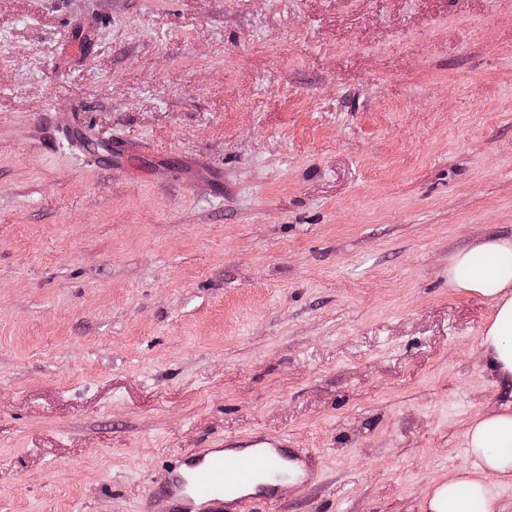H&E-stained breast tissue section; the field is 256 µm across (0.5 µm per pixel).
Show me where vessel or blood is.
Returning a JSON list of instances; mask_svg holds the SVG:
<instances>
[{
  "label": "vessel or blood",
  "instance_id": "obj_1",
  "mask_svg": "<svg viewBox=\"0 0 512 512\" xmlns=\"http://www.w3.org/2000/svg\"><path fill=\"white\" fill-rule=\"evenodd\" d=\"M313 479L307 454L291 448L287 437L250 433L172 458L156 488L172 512H253Z\"/></svg>",
  "mask_w": 512,
  "mask_h": 512
}]
</instances>
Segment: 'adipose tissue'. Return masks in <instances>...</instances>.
<instances>
[{"mask_svg": "<svg viewBox=\"0 0 512 512\" xmlns=\"http://www.w3.org/2000/svg\"><path fill=\"white\" fill-rule=\"evenodd\" d=\"M449 283L491 300L494 314L481 338L483 356L512 378V240L487 239L453 257ZM472 460L429 495L426 512H497L496 480L512 481V405L477 417L467 431Z\"/></svg>", "mask_w": 512, "mask_h": 512, "instance_id": "ef3b65f1", "label": "adipose tissue"}]
</instances>
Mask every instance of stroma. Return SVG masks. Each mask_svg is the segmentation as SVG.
I'll return each instance as SVG.
<instances>
[{
  "label": "stroma",
  "instance_id": "stroma-1",
  "mask_svg": "<svg viewBox=\"0 0 512 512\" xmlns=\"http://www.w3.org/2000/svg\"><path fill=\"white\" fill-rule=\"evenodd\" d=\"M512 0H0V512H167L287 436L263 512H425L512 403ZM448 281L493 302L480 346L493 370L512 378V240L486 239L457 254L448 266ZM313 479L308 455L291 448L287 437L250 433L172 458L156 489L172 503L170 512H251L245 510L307 488Z\"/></svg>",
  "mask_w": 512,
  "mask_h": 512
}]
</instances>
